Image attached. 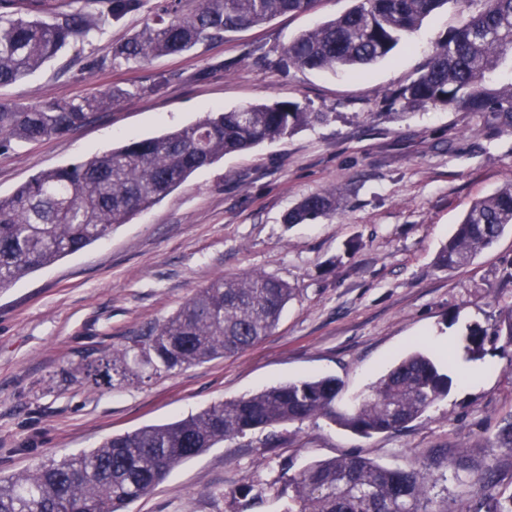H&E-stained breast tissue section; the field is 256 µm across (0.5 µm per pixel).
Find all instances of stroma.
<instances>
[{"label": "stroma", "instance_id": "stroma-1", "mask_svg": "<svg viewBox=\"0 0 512 512\" xmlns=\"http://www.w3.org/2000/svg\"><path fill=\"white\" fill-rule=\"evenodd\" d=\"M352 0H317L181 55L101 64L107 43L142 28L147 13L107 22L103 39L68 46L0 99L38 103L115 87L128 96L83 126L0 150V195L43 169L157 137L210 110L294 102L327 113L275 143L225 155L105 238L0 288V474L45 456L88 451L116 434L174 422L220 401L316 376L341 380L338 410L406 353L491 366L454 381L421 417L362 436L324 419L259 428L179 465L126 512H283L288 478L310 464L358 454L418 470L469 451V466H439L449 504L512 491V453L497 436L512 419V346L471 357L474 326L501 322L512 303V229L469 266L434 259L477 199L512 180V133L445 104L408 107L391 92L413 80L464 21L445 6L366 71L271 70L256 63ZM168 79L158 92L151 86ZM337 190L335 215L287 224L303 197ZM262 272L295 290L279 323L251 349L150 381L94 389L70 377L85 352L131 344L216 277ZM492 471V487L480 477Z\"/></svg>", "mask_w": 512, "mask_h": 512}]
</instances>
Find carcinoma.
I'll return each instance as SVG.
<instances>
[{
  "label": "carcinoma",
  "instance_id": "cac0c4a2",
  "mask_svg": "<svg viewBox=\"0 0 512 512\" xmlns=\"http://www.w3.org/2000/svg\"><path fill=\"white\" fill-rule=\"evenodd\" d=\"M315 0H99L57 12L52 0H0V87L33 73L71 43L103 34L105 20L145 11L149 22L110 47L111 61L138 62L185 54L274 17L305 12ZM460 0H354L344 14L306 30L270 67L360 69L387 57L402 36L435 10ZM479 8L439 45L419 75L393 95L407 105L445 103L461 112L488 113L512 131V0H466ZM130 90L116 87L80 99L21 105L0 101V149L34 143L84 125ZM325 112L291 102L251 104L209 113L162 136L131 139L73 164L42 170L0 196V288L108 236L112 228L152 207L193 172L229 153L321 123ZM336 192L301 199L284 217L302 224L336 213ZM512 228V182L475 201L435 257L437 268L469 265ZM293 288L264 273L219 277L172 316L122 348L90 354L74 378L98 388L144 382L242 352L278 323ZM507 321L474 327L467 349L508 336ZM451 379L420 350L402 358L349 412L336 410L335 377L292 381L248 397L213 404L174 423L115 435L78 455L50 457L21 474L0 478V512H125L176 466L226 438L250 430L323 416L356 433L397 430L448 393ZM434 472L382 467L360 456L314 463L288 477L285 512H512V493L472 510L443 502L432 510Z\"/></svg>",
  "mask_w": 512,
  "mask_h": 512
}]
</instances>
